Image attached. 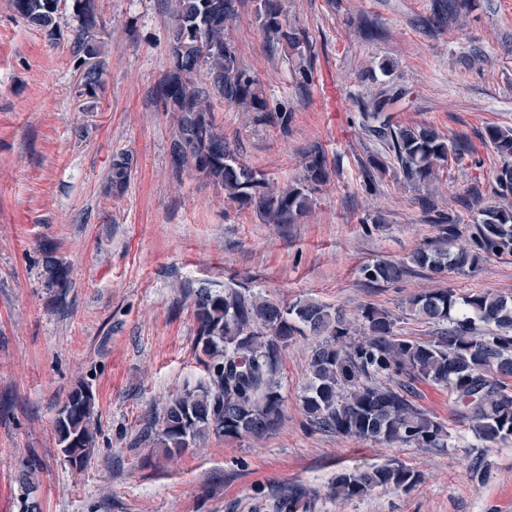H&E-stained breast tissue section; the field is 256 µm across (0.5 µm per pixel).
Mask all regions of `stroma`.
I'll return each instance as SVG.
<instances>
[{
	"mask_svg": "<svg viewBox=\"0 0 512 512\" xmlns=\"http://www.w3.org/2000/svg\"><path fill=\"white\" fill-rule=\"evenodd\" d=\"M432 3L282 0L306 38L287 53L267 44L259 0H240L226 34L270 107L291 118L258 125L217 100L216 124L278 186L299 177L314 147L332 169L307 216L265 224L172 162L176 126L157 98L172 65L170 0H96L88 49L102 75L91 92L71 6L49 33L0 0V512H277L294 490L304 494L295 512H512V439L482 446L446 390L416 386L418 405L448 429L444 448H394L311 427L301 409L309 337L280 351L284 416L266 437L212 435L174 458L142 438L170 397L205 377L195 348L199 288L314 299L350 318L371 303L399 315L401 335L435 336L436 325L404 314L402 302L437 280L420 272L373 285L359 269L408 261L440 236L420 198L467 219L471 187L484 196L494 187L500 161L482 137L490 125L512 129V0H469L445 23L433 21ZM390 87L406 90L393 123L466 138L474 154L425 185L391 170L368 179L363 165L382 148L360 112ZM120 151L136 165L118 193L108 175ZM46 241L70 269L66 289L45 282ZM447 285L512 297V256L484 258ZM81 384L95 397V447L77 468L57 446L54 419ZM470 456L483 457L484 480L470 476ZM392 460L421 472L423 484L330 496L337 473Z\"/></svg>",
	"mask_w": 512,
	"mask_h": 512,
	"instance_id": "35a3bbf8",
	"label": "stroma"
}]
</instances>
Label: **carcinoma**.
<instances>
[{
  "label": "carcinoma",
  "mask_w": 512,
  "mask_h": 512,
  "mask_svg": "<svg viewBox=\"0 0 512 512\" xmlns=\"http://www.w3.org/2000/svg\"><path fill=\"white\" fill-rule=\"evenodd\" d=\"M62 0H11L15 15L50 31ZM455 0H436L438 21L456 15ZM79 36L97 27L95 0H72ZM236 0H175L169 31L171 69L159 83L163 109L173 113L177 135L171 143L178 170L195 171L224 191L225 197L251 207L266 224H292L311 207V194L327 182L329 163L319 148L304 157L302 179L276 187L269 178L239 161L215 123L212 100L221 99L257 120L288 126V111L271 110L257 80L243 67L225 36L235 19ZM259 19L268 41L286 50L300 48V35L288 26L281 0H261ZM402 90L382 92L364 104L362 127L391 153L404 182L420 185L435 178L450 157L474 153L465 139H448L431 128L393 124L386 112L403 97ZM485 139L500 160L496 193L512 194V130L489 126ZM134 168L133 154L113 155L112 187L125 189ZM444 225L442 241L420 248L406 263L379 259L360 268L370 284L388 283L420 269L432 278L467 274L491 255H512V207L478 204L466 244L459 214H437ZM45 275L54 287H68V269L43 248ZM405 311L440 326L429 340L397 334L399 317L368 304L351 323L339 309L299 299L283 305L251 292L228 288L196 291V349L206 372L204 383L171 397L161 427L147 433L165 453L181 455L213 433L226 438H260L282 416L284 398L277 376L280 349L296 335L318 337L307 366L301 396L309 423L342 437L415 448H445L448 430L418 406L415 383L448 390L460 416L475 437L489 447L512 439V299L488 291L459 294L438 288L411 295ZM487 329L480 332L476 321ZM94 394L80 385L67 396L55 417L57 444L78 467L94 443ZM422 475L400 462L341 471L331 486L338 499L352 500L377 488L404 492L420 485Z\"/></svg>",
  "instance_id": "cac0c4a2"
}]
</instances>
